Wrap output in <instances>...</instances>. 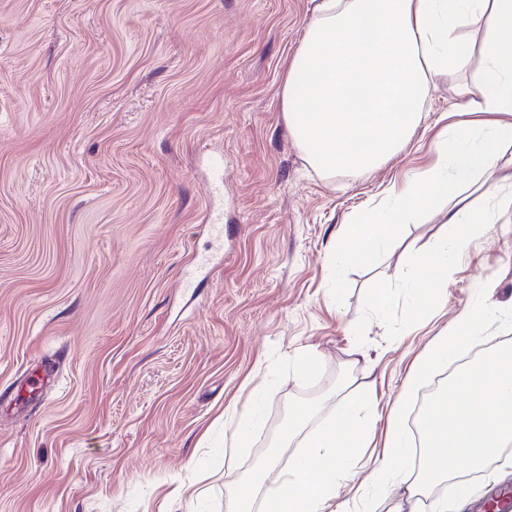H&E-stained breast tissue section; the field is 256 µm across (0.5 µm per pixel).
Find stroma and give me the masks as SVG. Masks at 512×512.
<instances>
[{
  "mask_svg": "<svg viewBox=\"0 0 512 512\" xmlns=\"http://www.w3.org/2000/svg\"><path fill=\"white\" fill-rule=\"evenodd\" d=\"M309 0H0V512H228L230 492L293 447L280 431L370 389L386 416L436 336L489 309L479 357L512 349V213L485 223L434 312L400 291L444 237L414 215L374 264L329 276L343 224L432 169L457 111L438 78L406 147L355 175L313 169L281 109ZM224 159L223 239L208 221ZM398 292L372 311L380 282ZM313 368H306V360ZM49 379L22 410L28 371ZM252 446L230 445L254 388Z\"/></svg>",
  "mask_w": 512,
  "mask_h": 512,
  "instance_id": "1",
  "label": "stroma"
}]
</instances>
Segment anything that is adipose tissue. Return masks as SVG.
Returning <instances> with one entry per match:
<instances>
[{"label": "adipose tissue", "instance_id": "1", "mask_svg": "<svg viewBox=\"0 0 512 512\" xmlns=\"http://www.w3.org/2000/svg\"><path fill=\"white\" fill-rule=\"evenodd\" d=\"M314 19L285 71L281 102L289 131L310 164L324 173L357 174L399 151L422 121L436 78L453 83L459 111L491 121L452 126L433 144L436 170L403 185L391 209L344 225L334 280L350 258L377 262L389 239L419 211L440 209L500 165L512 166V0H314ZM478 221L461 207L448 214L450 234L416 251L404 287L426 311L439 307L457 255ZM375 406L372 395L349 401L343 416L314 430L272 488L267 472L232 492L234 512H328L348 477L357 495H384L392 482L409 498L433 482L481 468L512 442V359L496 374L483 365L459 373L450 395L420 415L422 452L392 416L387 465L362 472Z\"/></svg>", "mask_w": 512, "mask_h": 512}]
</instances>
